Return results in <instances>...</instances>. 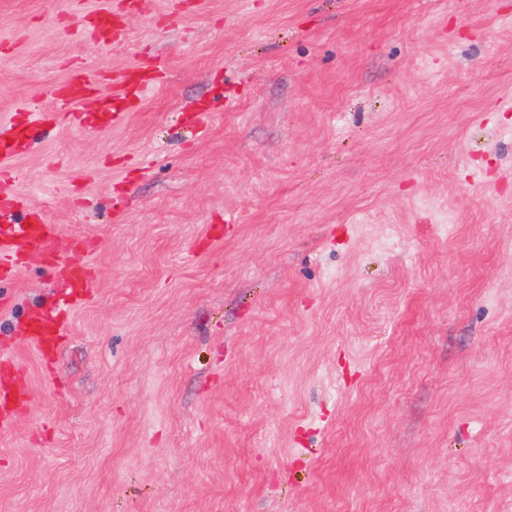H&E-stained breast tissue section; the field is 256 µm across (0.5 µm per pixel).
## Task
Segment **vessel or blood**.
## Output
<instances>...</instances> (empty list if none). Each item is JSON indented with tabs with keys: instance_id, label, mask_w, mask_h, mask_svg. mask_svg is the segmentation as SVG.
I'll list each match as a JSON object with an SVG mask.
<instances>
[{
	"instance_id": "vessel-or-blood-1",
	"label": "vessel or blood",
	"mask_w": 512,
	"mask_h": 512,
	"mask_svg": "<svg viewBox=\"0 0 512 512\" xmlns=\"http://www.w3.org/2000/svg\"><path fill=\"white\" fill-rule=\"evenodd\" d=\"M92 18L96 25L91 33L102 43L109 44L119 39L120 32L112 24L111 6L107 5L93 12ZM101 79V73L81 67L74 68L69 82L55 88L53 92L57 104L56 112H30L21 106L9 119L1 121L0 178L11 176L10 164L13 158L35 140L37 133L46 134L54 129L55 114H70L77 98L93 90ZM156 79L155 70L149 67L133 69L115 78L112 100L102 107L103 112L108 113L112 125L122 123L126 107L139 104L145 92L155 85ZM21 207L20 196L0 195V272L5 274L17 271L24 256L30 251L50 252L58 236L57 225L48 223L42 211L33 209L24 215L20 212ZM56 269L66 281L70 296L89 294L94 283L89 266L60 262ZM28 322L29 328L20 342L43 353L58 345L63 334V315L34 309L29 313ZM22 400L23 396L18 392L0 395V431L12 428Z\"/></svg>"
}]
</instances>
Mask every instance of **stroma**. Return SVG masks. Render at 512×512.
Masks as SVG:
<instances>
[{
  "mask_svg": "<svg viewBox=\"0 0 512 512\" xmlns=\"http://www.w3.org/2000/svg\"><path fill=\"white\" fill-rule=\"evenodd\" d=\"M69 2L0 0V117L163 77L12 162L95 287L16 351L0 512H512V0H127L109 46ZM157 75L155 70L150 67H140L116 77L114 79L112 103L107 101L99 112L108 113L113 126L120 125L126 112L139 104L145 92L156 84ZM113 100L126 101L125 109L114 106Z\"/></svg>",
  "mask_w": 512,
  "mask_h": 512,
  "instance_id": "obj_1",
  "label": "stroma"
}]
</instances>
